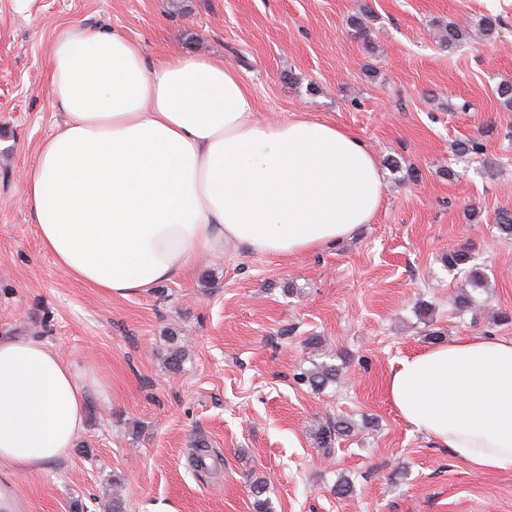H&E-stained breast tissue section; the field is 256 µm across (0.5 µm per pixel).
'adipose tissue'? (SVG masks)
<instances>
[{
	"instance_id": "1",
	"label": "adipose tissue",
	"mask_w": 512,
	"mask_h": 512,
	"mask_svg": "<svg viewBox=\"0 0 512 512\" xmlns=\"http://www.w3.org/2000/svg\"><path fill=\"white\" fill-rule=\"evenodd\" d=\"M64 123L23 179L41 248L74 281L146 292L234 244L320 250L370 223L384 182L354 133L258 117L222 58L148 59L119 32L65 29L48 65ZM48 343L0 336V471L69 457L89 388ZM402 420L478 472L512 471V339L467 337L402 358L386 380Z\"/></svg>"
}]
</instances>
